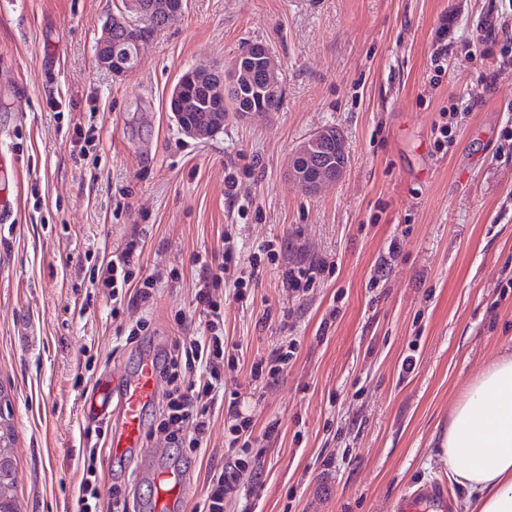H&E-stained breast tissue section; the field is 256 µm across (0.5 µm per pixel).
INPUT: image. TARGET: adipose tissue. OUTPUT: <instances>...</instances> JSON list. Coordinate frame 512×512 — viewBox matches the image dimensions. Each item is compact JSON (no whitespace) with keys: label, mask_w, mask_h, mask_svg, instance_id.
Segmentation results:
<instances>
[{"label":"adipose tissue","mask_w":512,"mask_h":512,"mask_svg":"<svg viewBox=\"0 0 512 512\" xmlns=\"http://www.w3.org/2000/svg\"><path fill=\"white\" fill-rule=\"evenodd\" d=\"M440 446L466 512H512V352L464 389Z\"/></svg>","instance_id":"ef3b65f1"}]
</instances>
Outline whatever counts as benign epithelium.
I'll return each mask as SVG.
<instances>
[{
	"label": "benign epithelium",
	"instance_id": "benign-epithelium-1",
	"mask_svg": "<svg viewBox=\"0 0 512 512\" xmlns=\"http://www.w3.org/2000/svg\"><path fill=\"white\" fill-rule=\"evenodd\" d=\"M115 28L124 32V37L114 41L112 33L108 32L96 46V56L99 64L112 74L120 76L133 70L138 62L143 45L147 42L144 30L138 23L131 20L129 15L113 16ZM255 66L260 69L262 80L260 87L263 95L273 100L277 98L281 83L278 77V64L275 56L261 46L253 48V58L246 63L235 62L224 70L213 68H194L183 74L172 88L168 102L172 118L178 130L193 139L203 140L213 136L220 125L217 118L224 111V90L236 82L241 70ZM206 75L210 81V93L203 102L209 109L212 120L195 122L188 120L181 112L184 101V89L194 83L197 77ZM343 139L334 127L323 128L302 141L296 148L295 155L307 160L292 173L306 192L318 194L335 183L342 175L343 168L336 166L334 160L327 158L323 148H332L342 144ZM13 449L3 446L0 448V486L17 480V472L12 462Z\"/></svg>",
	"mask_w": 512,
	"mask_h": 512
}]
</instances>
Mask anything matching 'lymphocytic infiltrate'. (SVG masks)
<instances>
[{
  "mask_svg": "<svg viewBox=\"0 0 512 512\" xmlns=\"http://www.w3.org/2000/svg\"><path fill=\"white\" fill-rule=\"evenodd\" d=\"M141 249L140 239H125L99 265L104 294L112 304L113 315H124L126 340L130 343L152 335L153 330L144 313L125 311V300L135 301L143 309L150 307L159 284L179 280V273L173 268L160 267L143 274L139 265ZM282 254V248L270 241L262 246L260 254L244 261L232 235H225L220 262L204 258L199 263L195 300L206 316L202 336L162 345L154 354L158 410L146 436L158 447L192 449L208 445L212 416L216 409L224 411V445L233 452L234 462L209 480L207 512H224L225 500L238 491L243 477L254 474L257 464L256 457L250 454L257 424L255 409L246 404L240 391L225 388L226 372L237 371L244 359L242 345L224 334L225 289H233L238 299L248 298L265 261L281 266L283 286L295 292L314 288L321 275L333 270L323 257L307 263L290 262ZM298 349L299 343L293 339L273 348L267 356L253 359L251 380L265 388L274 387L296 360Z\"/></svg>",
  "mask_w": 512,
  "mask_h": 512,
  "instance_id": "f902f5d3",
  "label": "lymphocytic infiltrate"
}]
</instances>
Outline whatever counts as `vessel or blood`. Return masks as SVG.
<instances>
[{
  "instance_id": "b4317fda",
  "label": "vessel or blood",
  "mask_w": 512,
  "mask_h": 512,
  "mask_svg": "<svg viewBox=\"0 0 512 512\" xmlns=\"http://www.w3.org/2000/svg\"><path fill=\"white\" fill-rule=\"evenodd\" d=\"M157 393L156 370L152 357H144L135 376L115 387L101 380L94 394L85 399V417L112 419L111 453L121 458L138 452L143 445L144 415ZM146 475L153 487L151 512H177L187 490V479L179 468L154 467ZM393 512H448V491L439 483L420 486L403 495Z\"/></svg>"
}]
</instances>
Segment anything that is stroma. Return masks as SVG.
<instances>
[{"mask_svg": "<svg viewBox=\"0 0 512 512\" xmlns=\"http://www.w3.org/2000/svg\"><path fill=\"white\" fill-rule=\"evenodd\" d=\"M123 9L0 0V81L26 98L20 121L0 91V155L24 159L0 192L13 209L0 223V434L11 436L20 512H75L79 449L92 442L102 492L127 485L129 512H149L153 442L112 457L108 434L80 410L101 378L133 373L140 353L103 298L81 303L94 264L134 234L145 272L161 263L180 274L156 290L155 344L199 335L192 258L217 252L228 225L242 258L272 240L334 271L300 297L270 265L249 299L224 291V332L246 359L300 342L258 406L282 436L256 443L259 484L224 512H392L398 496L433 482L447 484L457 512L465 492L449 483L438 444L462 389L512 343V289L499 286L512 277V68L500 64L512 0H187L137 70L116 76L95 47ZM491 25L495 42L472 52ZM255 42L280 65L278 112L227 113L204 140L181 134L168 112L180 76L227 66ZM444 119L453 139L440 153ZM77 123L94 130L89 154L71 141ZM325 127L341 133L349 162L313 196L289 169ZM228 172L242 176L233 197ZM394 239L397 257L379 268ZM165 460L188 477L180 512H205L208 479L233 457L171 448Z\"/></svg>", "mask_w": 512, "mask_h": 512, "instance_id": "1", "label": "stroma"}]
</instances>
